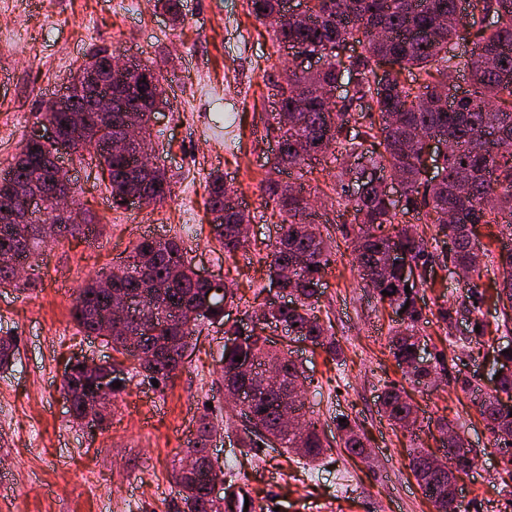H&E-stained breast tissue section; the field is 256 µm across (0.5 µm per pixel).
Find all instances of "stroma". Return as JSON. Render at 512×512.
I'll use <instances>...</instances> for the list:
<instances>
[{"instance_id":"stroma-1","label":"stroma","mask_w":512,"mask_h":512,"mask_svg":"<svg viewBox=\"0 0 512 512\" xmlns=\"http://www.w3.org/2000/svg\"><path fill=\"white\" fill-rule=\"evenodd\" d=\"M181 24L170 22L153 0H0V169L41 119L45 100L60 93L92 48L104 46L151 63L163 77L167 102L156 113L151 142L172 185V196L149 207L113 210L95 159L63 158L79 201L95 218L97 237H68L38 258L36 289L0 288V336L16 339L15 363L0 370V512H182L175 476L198 423L220 430L210 441L224 468L223 494L248 501L247 512H435L408 466L409 438L379 411L384 386L404 378L387 348L399 323L394 309L377 302L350 263L357 231L352 212L331 202L326 184L336 172L339 147L311 161L304 189L315 203L319 228L335 244L321 282L315 313L339 346L329 356L310 343L269 335L273 349L290 347L307 381V405L329 443L315 465L240 442V417L224 400L220 383L224 328L204 324L179 371L155 386L134 375L131 360L102 339L79 332L71 318L79 288L112 270L144 237L175 238L200 273L237 290L226 307L229 321H247L269 298L265 257L279 233L278 211L266 207L260 184L273 137L271 78L288 55L266 27L249 15L246 0H182ZM224 174L252 217L244 249L226 254L210 232L206 208L209 174ZM435 245L431 281L419 289L429 323L422 339L443 362L433 389H410L423 440L439 445L436 423L460 426L480 451L478 466L461 482L467 512H512L502 492V456L470 397L456 382L472 375L467 350L449 345L461 327L434 320L441 305L465 296L446 255ZM91 355L119 365L122 391L102 426L72 420L61 376L74 358ZM355 422L374 450L370 463L347 456L337 422Z\"/></svg>"}]
</instances>
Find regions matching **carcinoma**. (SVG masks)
Returning <instances> with one entry per match:
<instances>
[{"mask_svg":"<svg viewBox=\"0 0 512 512\" xmlns=\"http://www.w3.org/2000/svg\"><path fill=\"white\" fill-rule=\"evenodd\" d=\"M282 3L247 0V7L250 15L269 28L276 44L287 39L302 41L311 53L329 58V63L322 70H290L281 75L285 84L301 87L305 104L300 108L295 97L284 99L286 124L280 113H272L274 125L270 130L276 133L274 140L279 146L272 168L293 170L296 179L302 180L310 173L305 168L308 159L339 145L343 160L332 190L336 203L351 210L358 224L351 246L352 265L379 301L401 315V325L388 340L397 366L412 385L431 388L436 382V367L417 354L420 325L425 320L418 306V287L426 279L411 278L409 270L389 268L385 254L396 246L417 266L432 263L434 253L428 250L425 233L413 224L396 222L400 206L406 211H424L434 224L435 235L451 239L450 260L466 271L468 279H481L487 262L496 263L500 281L495 287V304L501 313L503 334H512V248L499 251L493 259L487 246H475L473 232L478 224H500L512 236V0H475L470 14L473 48L468 53L454 51L461 0H313L311 16L288 22L281 16ZM352 39L361 51L346 56ZM380 64L387 67L383 85L376 81L375 68ZM461 74L468 76L471 89L458 94L453 88ZM344 76L354 81L357 99L367 102L366 109L360 110V118L366 120L364 131L353 135L348 133L352 102H333L318 93L323 85L337 83ZM122 120L121 112L112 113L110 120L91 113V123L83 141L74 144V154L81 157L87 146L95 145L98 164L110 173L112 206L122 207L135 189L144 196V205L150 206L171 194V183L159 167L138 170L135 154L123 157L110 152L108 144L121 133ZM437 136L448 138L451 147L436 161L441 178L432 181L425 175L423 152L426 141ZM52 151L41 143L21 148L14 163L0 174V207L6 205L16 185L51 189ZM386 179L400 185L395 200L386 192ZM261 190L265 205L282 216L281 233L265 261L270 280L277 279L286 265L299 262L301 266L282 281V288L293 296L292 306L268 313L261 305L253 310L252 318L262 329L283 323L289 341L307 342L333 354L336 342L311 313L322 274L330 264L331 242L315 225L313 211L300 204V189L267 178ZM236 196L237 190L224 182L223 174H210L207 209L211 233L230 253L246 244L241 217L233 203ZM43 224L58 225L55 241L83 228L81 224L61 223L50 206L24 224L0 223V288L25 290L35 286L31 277L17 280L12 262L17 257L29 266L40 255L46 242L40 233ZM125 265L133 276L112 283V288L133 298L149 295L150 303L166 315V321L157 334L141 341V352L120 334L109 337L112 351L132 358L133 370L142 378L165 382L183 363L189 339L201 321L223 323L221 310L206 304L208 286L194 277L186 251L172 238L138 242L126 256ZM482 303L483 294L472 290L458 305L438 311V319L448 326L463 311L472 317L469 334L456 338L464 348L480 345L484 336V322L478 316ZM110 305V295L92 281L75 298L73 322L90 336ZM14 348V337H0V368L12 365ZM500 350L499 370L503 374L499 388L482 396L476 409L493 435L495 447L512 449V404L503 403L500 397L503 393L512 400V342ZM237 356L252 359L256 365L253 378L246 380L236 372ZM223 363L224 387H246L252 393L245 413L243 446L269 448L274 439L283 452L307 463L318 461L326 442L318 420L306 410V377L289 352L266 348V338L259 334L249 343L224 347ZM273 363L281 366L283 382L294 388L292 405L304 423L297 436L281 420L279 395L263 385L261 368ZM115 381L117 378L109 380L104 373L91 378L84 369L73 366L61 384V392L72 398V418H84L80 402L84 386L104 389L103 404L107 405L119 392ZM405 394L402 388L387 386L380 396V410L390 425L409 433V466L421 472L424 497L436 512H454V489L448 476L438 477L427 469V449L414 431L417 416L411 403L404 400ZM338 429L347 454L365 447L366 437L357 425L346 421L338 424ZM217 431L215 424L201 419L187 461L177 473L185 512H224L223 503L208 497L203 478L210 469L208 442ZM439 432L443 447L477 452L464 444L463 435L450 423L441 422Z\"/></svg>","mask_w":512,"mask_h":512,"instance_id":"cac0c4a2","label":"carcinoma"}]
</instances>
